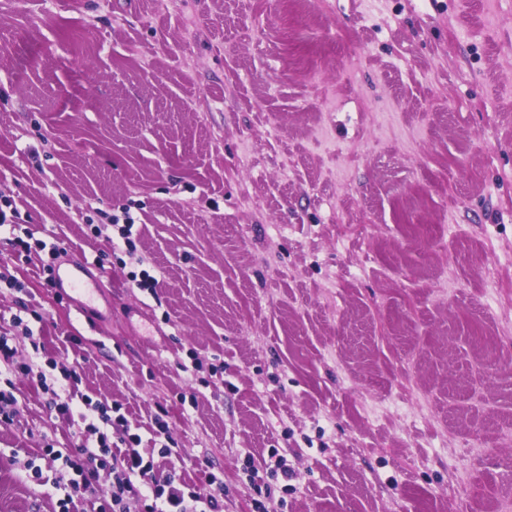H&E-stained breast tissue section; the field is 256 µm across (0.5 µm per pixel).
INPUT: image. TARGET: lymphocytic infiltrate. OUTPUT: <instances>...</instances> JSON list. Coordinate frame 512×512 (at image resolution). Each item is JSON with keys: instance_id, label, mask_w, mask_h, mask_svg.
I'll list each match as a JSON object with an SVG mask.
<instances>
[{"instance_id": "f902f5d3", "label": "lymphocytic infiltrate", "mask_w": 512, "mask_h": 512, "mask_svg": "<svg viewBox=\"0 0 512 512\" xmlns=\"http://www.w3.org/2000/svg\"><path fill=\"white\" fill-rule=\"evenodd\" d=\"M112 426L119 439L118 446L101 443L96 448H75L63 458L72 476L65 487L63 502L72 504L75 498L95 493L101 472L111 469L112 503L120 505L125 500H141L147 512H220L224 496V481L209 475L207 493L187 491L172 481H157L152 476L153 463L138 450L139 435L129 433L124 416H117Z\"/></svg>"}]
</instances>
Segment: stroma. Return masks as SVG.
Listing matches in <instances>:
<instances>
[{
  "mask_svg": "<svg viewBox=\"0 0 512 512\" xmlns=\"http://www.w3.org/2000/svg\"><path fill=\"white\" fill-rule=\"evenodd\" d=\"M0 199V512L117 403L223 512L512 503V0H0ZM83 259L108 320L44 285Z\"/></svg>",
  "mask_w": 512,
  "mask_h": 512,
  "instance_id": "stroma-1",
  "label": "stroma"
}]
</instances>
